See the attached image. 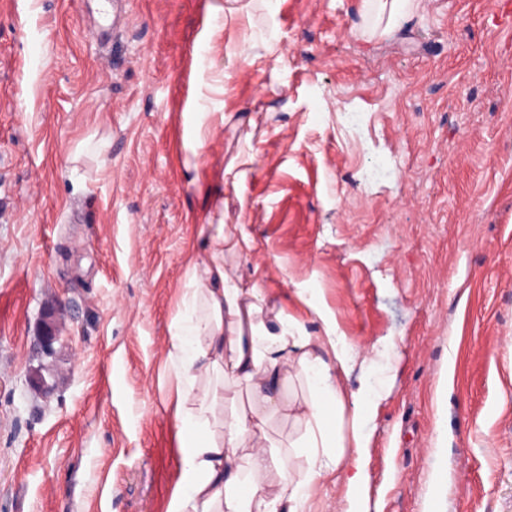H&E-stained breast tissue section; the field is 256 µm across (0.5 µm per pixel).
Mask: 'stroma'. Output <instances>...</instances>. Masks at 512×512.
<instances>
[{"label": "stroma", "instance_id": "35a3bbf8", "mask_svg": "<svg viewBox=\"0 0 512 512\" xmlns=\"http://www.w3.org/2000/svg\"><path fill=\"white\" fill-rule=\"evenodd\" d=\"M102 8L0 0V512H170L208 224L246 225L285 312L320 329L317 293L400 354L368 512H512V0L386 33L366 0H122L103 42Z\"/></svg>", "mask_w": 512, "mask_h": 512}]
</instances>
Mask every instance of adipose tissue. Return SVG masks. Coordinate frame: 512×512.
<instances>
[{
    "label": "adipose tissue",
    "mask_w": 512,
    "mask_h": 512,
    "mask_svg": "<svg viewBox=\"0 0 512 512\" xmlns=\"http://www.w3.org/2000/svg\"><path fill=\"white\" fill-rule=\"evenodd\" d=\"M256 249L242 225L215 224L209 247L186 271L184 316L168 352L177 368L181 461L172 512H305L323 475H341L354 492L366 479L365 425L381 392L364 384L350 391L345 381L353 370H368L389 345L354 346L314 295L306 304L321 330L286 315L265 288L261 266L238 273V261ZM228 380L245 385L248 400L229 413ZM296 383L306 395L285 397L284 388ZM271 414L288 416L298 428L292 445L304 467L273 453Z\"/></svg>",
    "instance_id": "1"
}]
</instances>
